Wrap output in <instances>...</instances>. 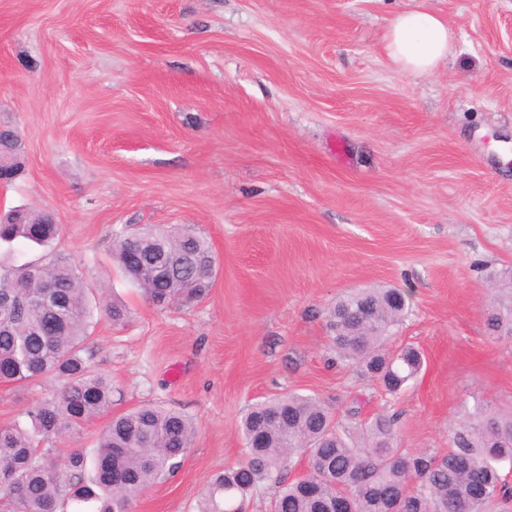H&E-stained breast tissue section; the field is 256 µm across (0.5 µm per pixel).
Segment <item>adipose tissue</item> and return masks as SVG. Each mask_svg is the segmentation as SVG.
I'll return each instance as SVG.
<instances>
[{
    "instance_id": "ef3b65f1",
    "label": "adipose tissue",
    "mask_w": 512,
    "mask_h": 512,
    "mask_svg": "<svg viewBox=\"0 0 512 512\" xmlns=\"http://www.w3.org/2000/svg\"><path fill=\"white\" fill-rule=\"evenodd\" d=\"M452 39L447 21L432 10L417 8L391 20L386 48L402 73L423 75L447 58Z\"/></svg>"
}]
</instances>
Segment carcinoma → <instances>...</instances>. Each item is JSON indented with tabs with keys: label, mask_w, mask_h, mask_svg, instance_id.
Listing matches in <instances>:
<instances>
[{
	"label": "carcinoma",
	"mask_w": 512,
	"mask_h": 512,
	"mask_svg": "<svg viewBox=\"0 0 512 512\" xmlns=\"http://www.w3.org/2000/svg\"><path fill=\"white\" fill-rule=\"evenodd\" d=\"M9 159L21 172V140L0 131ZM22 207L0 217V383L23 388L43 379L60 386L26 412L25 425L0 426V506L4 512H132L134 498L175 472L196 426L189 416L156 405L112 417L93 453L71 448L64 460L39 451L58 440L76 442L85 424L112 408V378L90 364L94 310L114 325L128 317L117 301L100 300L82 270L53 252L62 226ZM23 247L45 250L20 263ZM147 254V268L130 273L125 251ZM122 274L153 304L189 306L212 287L215 257L194 226L174 231L134 229L115 235ZM490 289L487 326L512 339V271ZM396 288L347 292L329 311L336 360L357 367L391 395L421 372L418 348H386L405 317ZM396 413L338 428L333 411L315 396L290 394L252 406L241 418V459L212 477L195 512H242L240 503L261 484L276 488L274 512H512V488L499 465H512V411L482 400L450 429L442 455L399 446ZM308 456L306 474L287 476L294 451Z\"/></svg>",
	"instance_id": "1"
}]
</instances>
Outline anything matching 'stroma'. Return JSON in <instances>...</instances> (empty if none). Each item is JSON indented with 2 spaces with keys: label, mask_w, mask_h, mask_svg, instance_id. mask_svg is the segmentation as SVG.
<instances>
[{
  "label": "stroma",
  "mask_w": 512,
  "mask_h": 512,
  "mask_svg": "<svg viewBox=\"0 0 512 512\" xmlns=\"http://www.w3.org/2000/svg\"><path fill=\"white\" fill-rule=\"evenodd\" d=\"M421 5L454 45L407 75L386 35ZM7 127L24 169L0 207L52 212L56 251L129 309L94 318L111 414L153 403L197 427L134 512H192L240 459L245 410L283 394L344 428L400 413V446L426 453L475 398L512 409V340L489 336L485 303L512 269V0H0ZM127 224L195 225L217 261L206 298L145 300L113 260ZM352 288L409 294L390 345L427 366L400 395L330 349L328 310ZM53 390L0 385V425Z\"/></svg>",
  "instance_id": "1"
}]
</instances>
